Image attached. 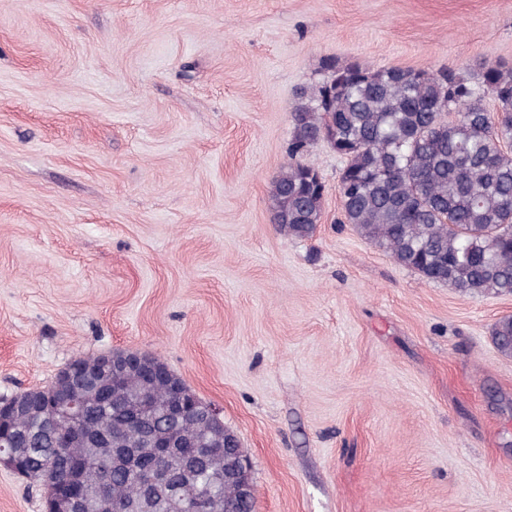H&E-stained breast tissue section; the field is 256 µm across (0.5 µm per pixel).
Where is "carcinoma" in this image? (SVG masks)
<instances>
[{
  "instance_id": "1",
  "label": "carcinoma",
  "mask_w": 512,
  "mask_h": 512,
  "mask_svg": "<svg viewBox=\"0 0 512 512\" xmlns=\"http://www.w3.org/2000/svg\"><path fill=\"white\" fill-rule=\"evenodd\" d=\"M320 72V82L296 92L289 162L272 182L271 213L280 230L306 239L322 223L326 185L299 158L325 133L345 160L341 223L429 282L470 295H512V67L482 63L476 82L450 68L375 69L331 58ZM488 98L496 103L493 111ZM492 339L512 356V315L495 323ZM136 385L131 376L108 401H89L84 428L108 433L117 448H138L147 434L181 433L183 446L151 468L171 470L188 498L217 502L215 512H252L224 483L233 465L230 436L193 413L183 421L166 415L170 399L158 382L142 389L156 415L130 428L128 387ZM17 428V451L29 469L52 468L63 478L81 464L91 486L98 473L107 474V493L93 512H125L147 475L141 462H118L108 448L60 444L64 422L33 415ZM194 455L204 461L181 470L179 459Z\"/></svg>"
}]
</instances>
